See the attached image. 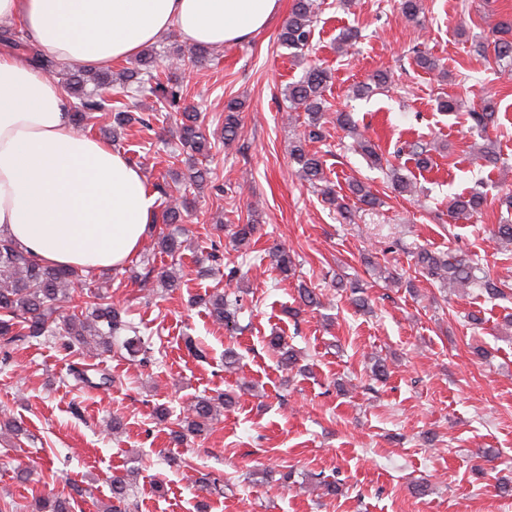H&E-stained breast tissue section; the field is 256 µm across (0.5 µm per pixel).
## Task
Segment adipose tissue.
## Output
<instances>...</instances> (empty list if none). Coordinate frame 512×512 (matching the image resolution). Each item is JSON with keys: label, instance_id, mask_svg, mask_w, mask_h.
Returning a JSON list of instances; mask_svg holds the SVG:
<instances>
[{"label": "adipose tissue", "instance_id": "1", "mask_svg": "<svg viewBox=\"0 0 512 512\" xmlns=\"http://www.w3.org/2000/svg\"><path fill=\"white\" fill-rule=\"evenodd\" d=\"M280 0H0L60 64L137 55L168 30L220 48L265 29ZM155 197L111 142L74 130L66 95L24 57L0 52V234L38 262L118 270L139 249Z\"/></svg>", "mask_w": 512, "mask_h": 512}]
</instances>
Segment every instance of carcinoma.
Segmentation results:
<instances>
[{
  "label": "carcinoma",
  "mask_w": 512,
  "mask_h": 512,
  "mask_svg": "<svg viewBox=\"0 0 512 512\" xmlns=\"http://www.w3.org/2000/svg\"><path fill=\"white\" fill-rule=\"evenodd\" d=\"M403 16L412 22H420L423 13L422 0H400ZM318 5L316 0H293L291 13L283 24L277 40L290 50L291 57L303 65V75L286 87L284 97L291 112L302 111L306 115L304 130L290 143L289 154L297 165L298 177L317 189L323 201L343 218L349 219L352 210L348 199L374 209L381 204L380 198L362 182L353 180L348 183L349 195H341L334 189L325 172V161L317 150L308 146L319 143L324 138V124L327 123L329 107L324 93L331 79V73L309 61L312 49L311 35L317 22ZM492 41H480L477 52L484 53L493 46L497 60L512 65V22L501 21L491 29ZM0 44L12 51L22 52L29 61L41 69L56 70L58 65L48 58L42 50L23 32L10 26H0ZM157 52L146 50L136 60L137 66L125 68L119 72L112 70L97 71L83 66L71 65L64 68V88L76 99L72 109V123L75 128H85V122L101 113L106 116V124L101 130L112 129V138L117 140L122 132L135 123L150 129L148 120L136 117L112 102V96L127 90H134L144 97H153L168 112L180 115L176 136L188 158L186 171L173 172V181H187L201 188L213 177L211 167L203 164L207 160L212 146L203 121L196 107L187 102V93L178 79L160 76L153 72ZM389 84V74L383 70L374 72L368 81L358 85L355 94L368 95L376 90L385 89ZM242 103L231 99L224 109V144L235 141L241 127L240 110ZM471 120L470 131L477 134L481 142L474 144V155L487 166H496L500 162L494 141L487 131L497 120V106L493 96L486 95L472 106L468 112ZM336 127L354 140L356 149L372 164L382 165L383 154L378 146L364 137L358 130L357 122L349 112L336 113ZM393 190L401 196H413L416 183L401 173L399 168H390ZM488 207L487 193L474 189L468 193L453 197L448 203V216L455 221H469ZM188 210L187 202L170 203L161 214L162 223L169 226L183 223V212ZM258 220L252 219L246 224H236L232 228L230 239L235 249L240 251L241 264H255L263 257L250 252V244L257 232ZM183 241L178 234L170 232L158 241L159 249L173 257L181 252ZM269 257L283 278L296 273L294 256L284 247H273ZM414 266L418 272L438 282L441 287L453 292L479 288L489 299L506 296V281L485 273L478 276V264L452 252H435L420 248L413 253ZM83 286L81 275L75 269H62L37 262L11 240L0 235V362L10 359V350L18 342L41 343L51 337L58 338L59 348L70 355L83 350H94L100 355L112 352L113 341L127 336L122 343L130 360L151 359L150 346L139 335V330L126 318V312L112 301L108 289L99 288L88 296L84 305L73 307L72 313L60 318L59 303L75 298ZM336 287L350 290L352 303L358 309H369L367 299L362 295V286L358 281H339ZM244 291L226 294L213 293L208 296L205 305L211 319L224 325L225 330L239 329V313L243 309ZM267 346L277 354L279 362L285 368H293L298 363V354L288 344L286 337L274 334L267 337ZM70 375L79 387H102L112 385V376L108 373L89 374V368L70 365ZM233 403L232 397L222 394L217 397L197 396L192 400L183 417L170 428L169 439L179 445L190 434L206 431L220 409ZM0 432L18 439L27 435V429L15 418L0 420ZM137 471L132 468L122 475L112 477L110 496L106 501L95 500L92 505L96 512H131L137 504L131 499L133 480ZM91 496L88 489L79 484L69 485L66 492L51 495H39L32 498L27 508L29 512H75L74 504Z\"/></svg>",
  "instance_id": "1"
}]
</instances>
